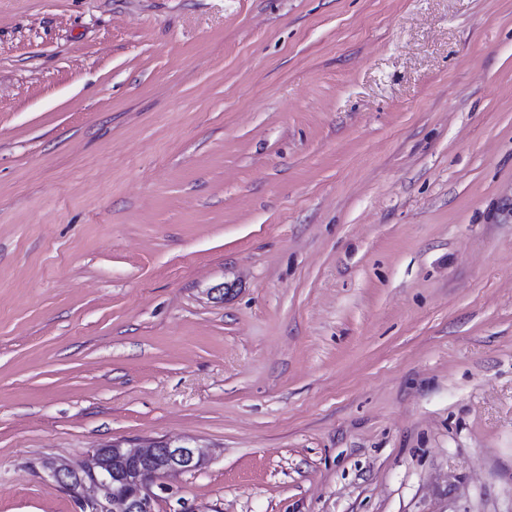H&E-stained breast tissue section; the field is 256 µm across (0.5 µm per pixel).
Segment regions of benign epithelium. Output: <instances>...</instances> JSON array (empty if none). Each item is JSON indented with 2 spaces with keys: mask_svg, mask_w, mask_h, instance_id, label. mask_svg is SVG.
Instances as JSON below:
<instances>
[{
  "mask_svg": "<svg viewBox=\"0 0 512 512\" xmlns=\"http://www.w3.org/2000/svg\"><path fill=\"white\" fill-rule=\"evenodd\" d=\"M119 447L114 443L94 449L78 473L68 465H51L48 470L79 500L83 512H155L151 487L158 479L205 465L202 450L189 439L132 446L124 453Z\"/></svg>",
  "mask_w": 512,
  "mask_h": 512,
  "instance_id": "obj_1",
  "label": "benign epithelium"
}]
</instances>
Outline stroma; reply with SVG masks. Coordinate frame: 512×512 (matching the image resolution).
<instances>
[{
  "label": "stroma",
  "mask_w": 512,
  "mask_h": 512,
  "mask_svg": "<svg viewBox=\"0 0 512 512\" xmlns=\"http://www.w3.org/2000/svg\"><path fill=\"white\" fill-rule=\"evenodd\" d=\"M183 437L156 512H512V0H0V512Z\"/></svg>",
  "instance_id": "35a3bbf8"
}]
</instances>
